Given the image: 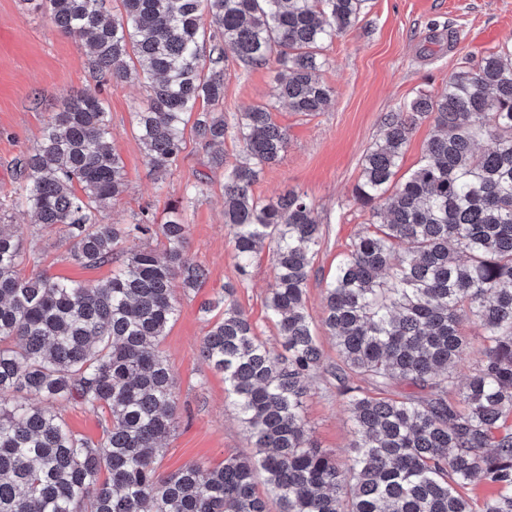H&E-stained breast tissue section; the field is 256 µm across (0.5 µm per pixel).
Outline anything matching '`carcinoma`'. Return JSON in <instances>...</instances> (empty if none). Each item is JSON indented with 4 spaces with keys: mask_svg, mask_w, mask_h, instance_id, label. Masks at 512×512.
<instances>
[{
    "mask_svg": "<svg viewBox=\"0 0 512 512\" xmlns=\"http://www.w3.org/2000/svg\"><path fill=\"white\" fill-rule=\"evenodd\" d=\"M32 2L86 41L97 81L148 84L133 120L156 177L177 165L192 124L211 167L224 170L239 276L274 245L265 306L282 351L259 338L232 285L202 308L211 327L200 353L224 375L256 452L161 475L176 406L159 342L176 316L174 282L193 290L207 272L186 253L179 203L159 225L148 208L131 224L100 221L125 192V166L98 92H74L20 160L25 184L12 205L40 230L60 228L73 262L114 269L93 285L23 275L40 255L24 252L25 225L5 223L0 209V512H268L260 471L279 512H512V49L465 58L443 89L385 113L362 159L350 202L368 222L326 285L321 319L340 360L328 373L353 422L344 472L304 415L308 380L323 369L305 308L323 229L303 193L253 195L288 148L272 104L236 115L240 155L224 164V70L231 56L274 62L273 98L321 112L333 96L320 79L324 45L356 28L368 0ZM427 119L425 155L399 178ZM467 350L476 365L459 386L450 367ZM60 399L101 414L102 437L71 431L54 409ZM474 482L496 490L478 511L464 492Z\"/></svg>",
    "mask_w": 512,
    "mask_h": 512,
    "instance_id": "obj_1",
    "label": "carcinoma"
}]
</instances>
